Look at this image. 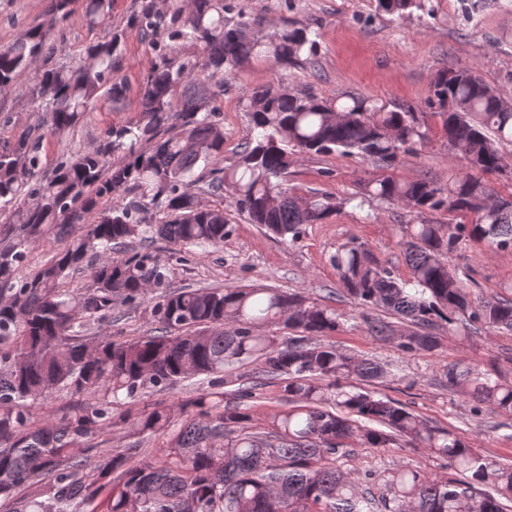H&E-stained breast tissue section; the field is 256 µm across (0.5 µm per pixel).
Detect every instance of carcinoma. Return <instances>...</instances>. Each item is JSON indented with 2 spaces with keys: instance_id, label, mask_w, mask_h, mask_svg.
<instances>
[{
  "instance_id": "carcinoma-1",
  "label": "carcinoma",
  "mask_w": 512,
  "mask_h": 512,
  "mask_svg": "<svg viewBox=\"0 0 512 512\" xmlns=\"http://www.w3.org/2000/svg\"><path fill=\"white\" fill-rule=\"evenodd\" d=\"M388 14L421 0H378ZM81 10L91 26H108L112 0H54L52 17L0 46V93L43 54L54 21ZM226 0H139L124 29L89 44L78 66H46L32 91L33 111L51 115L61 141L103 95L127 105L112 60L127 32L149 41L155 61L137 98L136 120L110 127L97 149L65 152L43 171L40 124L0 151V512H506L512 464L474 448L460 434L429 424L400 402L369 390L385 365L343 351L328 338L348 297L362 309L409 323L371 321L369 330L403 355L444 353V336L469 339L492 327L512 331V285L504 295L474 296L448 268V254L471 242L512 251V199L494 197L486 176L512 180L500 146L512 144V99L479 75L442 70L432 108L457 160L448 182L385 176L349 198L288 189V170L303 154L359 155L395 168L424 146L425 124L410 109L373 97L325 99L295 93L277 79L247 95L250 137L224 165V127L216 119L224 77L256 61L290 66L312 59L306 28L265 37L260 20L229 23ZM201 45V58L181 50ZM232 199L236 209L285 244L305 226L322 224L342 206L398 203L414 221L401 225L408 276L378 261L362 242L340 245L331 258L342 291L324 299L301 289L174 288L167 265L148 248L120 256L127 241L160 238L173 246L224 247V206H207L187 190ZM445 210L473 220L435 224ZM156 213L164 214L159 221ZM63 247L25 277L19 272L45 237ZM95 259L93 285L64 288L70 273ZM156 292L157 333L115 341L91 324L112 321L115 302ZM278 325L288 342L258 327ZM258 370L227 376L251 364ZM198 375L207 388L178 403L184 415L141 405L147 394ZM448 387L512 415V382L456 362ZM276 384L285 407L265 426L253 405L263 380ZM66 391L82 397L58 419L39 418L35 404ZM114 428L160 437L153 462L137 448L104 447ZM426 448L452 476L429 477L407 465L376 478L344 472L336 462L353 446Z\"/></svg>"
}]
</instances>
